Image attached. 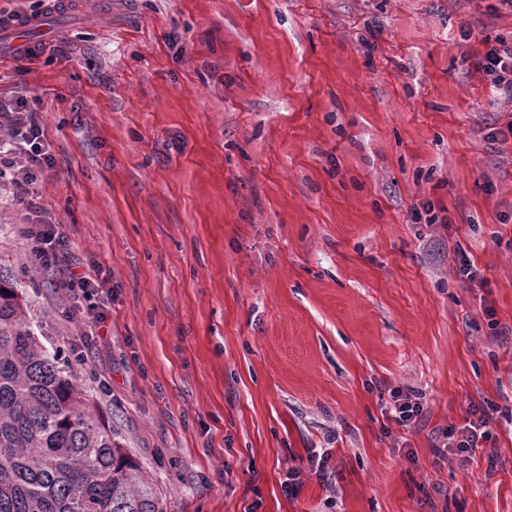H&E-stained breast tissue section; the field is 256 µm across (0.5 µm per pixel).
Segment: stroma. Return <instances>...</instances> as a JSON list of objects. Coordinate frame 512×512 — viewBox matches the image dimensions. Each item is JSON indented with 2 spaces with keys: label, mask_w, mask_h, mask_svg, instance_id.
<instances>
[{
  "label": "stroma",
  "mask_w": 512,
  "mask_h": 512,
  "mask_svg": "<svg viewBox=\"0 0 512 512\" xmlns=\"http://www.w3.org/2000/svg\"><path fill=\"white\" fill-rule=\"evenodd\" d=\"M37 9L0 0V95L36 111L42 203L112 297L86 336L37 270L30 314L164 512H512V100L473 66L512 6L85 0L14 45ZM484 409L475 455L437 458ZM312 451L329 479L288 498ZM423 412L424 405L420 402V398L416 397L413 400L408 396L403 398L398 394L393 396V404L389 403L385 407L384 414L388 415V418L393 420L395 424L407 428L415 426Z\"/></svg>",
  "instance_id": "1"
}]
</instances>
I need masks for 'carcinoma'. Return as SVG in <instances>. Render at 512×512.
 <instances>
[{"instance_id": "cac0c4a2", "label": "carcinoma", "mask_w": 512, "mask_h": 512, "mask_svg": "<svg viewBox=\"0 0 512 512\" xmlns=\"http://www.w3.org/2000/svg\"><path fill=\"white\" fill-rule=\"evenodd\" d=\"M24 288L0 268V512H163L88 386L40 340Z\"/></svg>"}]
</instances>
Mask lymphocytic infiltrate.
Masks as SVG:
<instances>
[{
    "mask_svg": "<svg viewBox=\"0 0 512 512\" xmlns=\"http://www.w3.org/2000/svg\"><path fill=\"white\" fill-rule=\"evenodd\" d=\"M477 65L490 77L496 92L512 99V43L499 39L488 44ZM0 122L10 128L8 137L0 139V182L12 186L13 201L25 217L29 253L36 267L58 272V290L71 300L86 302L87 325L96 328L106 320L92 303L100 271L95 266L82 271L71 266L70 240L64 225L49 224L43 218L39 180L56 165L43 128L24 101L0 103ZM486 426L487 418L482 415L461 428L448 429L436 446L437 456L444 458L452 453L467 458L480 440L487 438Z\"/></svg>",
    "mask_w": 512,
    "mask_h": 512,
    "instance_id": "1",
    "label": "lymphocytic infiltrate"
}]
</instances>
